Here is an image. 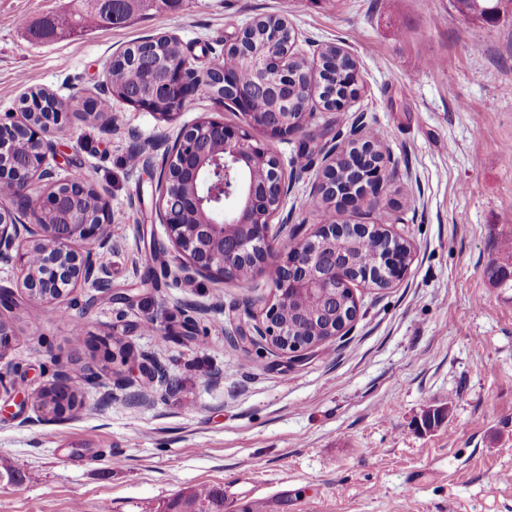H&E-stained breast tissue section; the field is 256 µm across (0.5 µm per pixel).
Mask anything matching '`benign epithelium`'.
<instances>
[{
    "instance_id": "1",
    "label": "benign epithelium",
    "mask_w": 512,
    "mask_h": 512,
    "mask_svg": "<svg viewBox=\"0 0 512 512\" xmlns=\"http://www.w3.org/2000/svg\"><path fill=\"white\" fill-rule=\"evenodd\" d=\"M250 28L244 26L225 45L224 52L241 55L242 62L259 77L261 91L272 95L276 102L288 105L302 103L297 123L283 122L280 112H255L250 101L235 92L236 78L224 71L210 69L191 73L184 62L158 60L151 66L145 88L125 102L147 112H155L156 104L164 99L173 101L175 108L184 107L197 89L207 90L223 103L230 102L245 120V126H232L215 117H202L183 127L173 143L163 140L154 148L163 150L162 205L156 211L159 223L166 230L177 252V270L186 280L204 277L224 280L238 272V266L250 265L255 272L265 264L273 266L274 292L264 308L263 318L251 332L240 331L237 338L254 342L260 338L284 354L319 346L323 340L316 332L288 322L285 304L307 295L336 298V288H351L355 282L371 283L385 272L395 283L403 277L408 257L403 255L406 244L396 238L379 247L374 262L364 273L336 262V254H325L319 244L335 241L347 234H367V224H322L310 237L287 247L279 246L271 231L274 213L268 198L281 202L288 195L300 170L284 174L276 156L267 146L254 139L250 130H260L270 139H286L305 127L311 83H291L288 57L291 46L272 50L264 55L247 51ZM345 91L327 99L328 112H340L353 99L351 91L358 82L356 63L344 50ZM27 118L22 122L0 121V183H11L18 192L0 196V258L14 263L17 280L29 300L48 303L65 296V291L79 284H91L106 292L111 289L109 271L100 255L112 249L107 227L111 224L108 204L97 197V206L88 210L83 220L74 222L59 213L61 198L76 202L87 196L91 180H77L71 175L53 179L48 168L52 143L48 139L60 124L63 102L53 100V109L44 111L45 102L29 100ZM29 141L34 149L24 157L17 155L18 143ZM333 162L326 165L323 184L346 183ZM353 185L335 193L341 201L369 200L378 202L384 185L390 180L387 162L375 146L366 141L358 148L348 166ZM43 179L51 180L50 190L40 196L30 193L32 185ZM229 199L235 205L232 220L214 218L215 206ZM21 212L29 222H21ZM83 249L76 250L75 244ZM34 405L45 417L57 419L68 411L65 403L57 404L51 395L34 398Z\"/></svg>"
}]
</instances>
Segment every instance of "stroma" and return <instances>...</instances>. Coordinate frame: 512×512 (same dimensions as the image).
I'll return each instance as SVG.
<instances>
[{"label":"stroma","instance_id":"35a3bbf8","mask_svg":"<svg viewBox=\"0 0 512 512\" xmlns=\"http://www.w3.org/2000/svg\"><path fill=\"white\" fill-rule=\"evenodd\" d=\"M80 0H0V119H20L42 89L64 101L48 162L80 170L108 203L113 250L101 256L112 296L91 285L28 303L11 265L6 312L15 339L0 359V456L23 474L0 488V512H162L199 486L224 493V512H512V288L489 281L512 239V15L489 24L453 0H184L61 38L30 31ZM282 14L311 68L338 46L356 60L360 90L343 111L312 99L311 122L271 150L306 169L276 222L287 245L323 224H375L411 247L400 281L354 288L345 335L289 358L231 341L273 297L270 266L250 285L174 272L155 209L161 153L131 167L134 147L175 139L200 117L243 124L199 90L165 120L122 101L112 119L86 114L112 57L133 42L176 35L195 68L224 55L238 28ZM362 125L394 172L379 207L322 201L326 153ZM164 320L170 335L153 332ZM164 372L140 376L139 364ZM66 369L83 404L44 420L31 399ZM142 398H127L124 379ZM447 409L427 429V410ZM122 454L114 464L113 453Z\"/></svg>","mask_w":512,"mask_h":512}]
</instances>
